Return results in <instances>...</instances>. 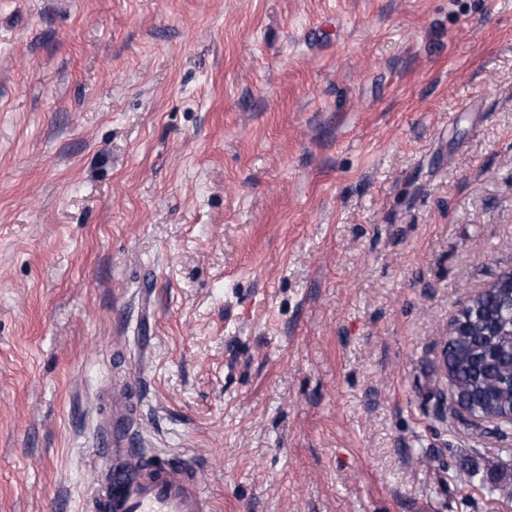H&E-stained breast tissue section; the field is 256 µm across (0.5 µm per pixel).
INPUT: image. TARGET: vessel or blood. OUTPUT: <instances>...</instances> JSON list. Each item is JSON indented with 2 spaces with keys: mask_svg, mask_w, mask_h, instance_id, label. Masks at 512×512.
Masks as SVG:
<instances>
[{
  "mask_svg": "<svg viewBox=\"0 0 512 512\" xmlns=\"http://www.w3.org/2000/svg\"><path fill=\"white\" fill-rule=\"evenodd\" d=\"M110 452L131 465L96 472L87 512H213L193 457L162 459L120 438L113 439Z\"/></svg>",
  "mask_w": 512,
  "mask_h": 512,
  "instance_id": "1",
  "label": "vessel or blood"
}]
</instances>
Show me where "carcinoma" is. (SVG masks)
<instances>
[{
  "label": "carcinoma",
  "instance_id": "cac0c4a2",
  "mask_svg": "<svg viewBox=\"0 0 512 512\" xmlns=\"http://www.w3.org/2000/svg\"><path fill=\"white\" fill-rule=\"evenodd\" d=\"M502 304L483 299V314L450 337L448 389L477 414L503 417L512 412V321Z\"/></svg>",
  "mask_w": 512,
  "mask_h": 512
}]
</instances>
